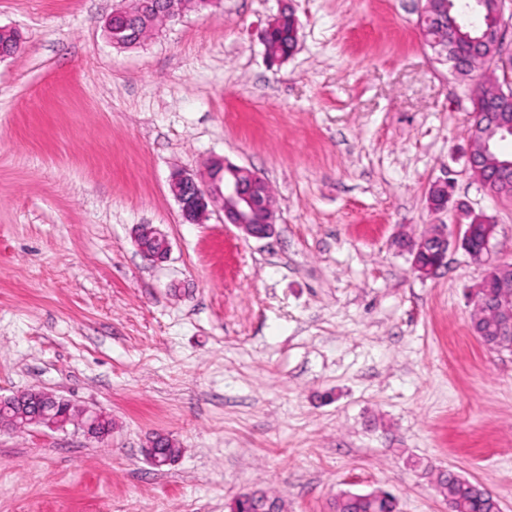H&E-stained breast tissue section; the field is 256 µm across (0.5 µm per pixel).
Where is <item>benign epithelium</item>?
Wrapping results in <instances>:
<instances>
[{
	"label": "benign epithelium",
	"instance_id": "1",
	"mask_svg": "<svg viewBox=\"0 0 512 512\" xmlns=\"http://www.w3.org/2000/svg\"><path fill=\"white\" fill-rule=\"evenodd\" d=\"M215 0H161L157 10V20L167 21L178 17L183 9L192 6L204 10ZM496 22L484 21L477 35L472 36L463 30L458 16L440 15L441 22L451 26L474 46L477 61H482L484 45L491 42L502 43L505 0H496ZM134 25V15L128 10H119L107 20L115 42L123 40V34ZM501 62V77L493 78L499 90H512V55L503 58L496 53ZM465 171L470 179L483 188V192L495 198L497 194L488 190L491 183H512V158L492 159L488 144L482 138V132L473 126L468 132V150ZM169 190L179 203L184 219L191 224H199L208 215L209 208L220 206L224 211V223L233 224L245 234L255 238H268L273 233L276 207L273 196L267 188V181L259 172L230 164L222 159L209 163L207 176L199 177L183 169L171 171L168 179ZM463 221L448 231L445 224H433L416 236H398L395 246L409 254L412 270L421 277H430L445 266L448 250L461 248L477 263H487L493 251V241L497 234V224L484 213L466 209L462 213ZM134 241L139 250L145 252V258L161 261L170 253L171 245L167 236L159 229L149 225L136 229ZM490 288L499 289L494 302L485 305V292ZM475 309H483L496 316L497 339L489 344L495 352L504 349L512 351V262L499 261L488 263V268L473 293ZM24 402L30 405V413H20L14 421L13 429L25 430L31 426L59 431L72 423L87 436L106 439L111 430H98V425L107 418V414L98 410L79 409L64 397L55 396L39 390L0 396L3 405ZM170 439L165 434L151 437L145 445L144 455L155 466L171 463L172 458L163 452L162 443Z\"/></svg>",
	"mask_w": 512,
	"mask_h": 512
}]
</instances>
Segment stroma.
<instances>
[{
	"mask_svg": "<svg viewBox=\"0 0 512 512\" xmlns=\"http://www.w3.org/2000/svg\"><path fill=\"white\" fill-rule=\"evenodd\" d=\"M126 2L0 0L21 42L0 60V395L112 415L102 442L0 429V512H231L253 490L330 512L375 489L449 512L429 467L512 512V352L469 328L485 268L452 248L422 279L393 244L454 225L425 202L446 178L512 260V200L465 171L476 80L425 44L423 0H218L118 49ZM287 4L298 47L272 67L259 32ZM214 158L268 180L272 238L183 220L169 174ZM156 431L182 450L160 469ZM144 239L151 240L155 249L147 250L143 245ZM134 241L140 251H145V258L153 261H162L166 259L170 253L171 245L167 236L159 229L149 225L141 226L136 229ZM172 439L165 434H156L151 437L145 445L144 455L154 466H163L170 464L172 458L169 454L163 452L162 443Z\"/></svg>",
	"mask_w": 512,
	"mask_h": 512,
	"instance_id": "stroma-1",
	"label": "stroma"
}]
</instances>
